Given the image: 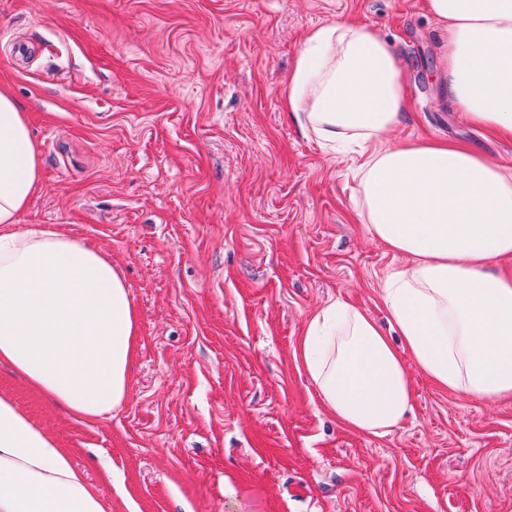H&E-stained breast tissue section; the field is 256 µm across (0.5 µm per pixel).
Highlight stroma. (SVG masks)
<instances>
[{
    "instance_id": "35a3bbf8",
    "label": "stroma",
    "mask_w": 512,
    "mask_h": 512,
    "mask_svg": "<svg viewBox=\"0 0 512 512\" xmlns=\"http://www.w3.org/2000/svg\"><path fill=\"white\" fill-rule=\"evenodd\" d=\"M356 22L390 45L411 110L391 141L443 139L512 165L448 100V30L426 0H0V85L27 114L40 185L19 227L101 250L138 318L122 406L86 423L0 367L107 512H512V398L409 366L391 433L337 423L297 359L334 301L379 325L408 260L357 218L352 158L281 92L303 38Z\"/></svg>"
}]
</instances>
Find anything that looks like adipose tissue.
I'll return each mask as SVG.
<instances>
[{"label":"adipose tissue","mask_w":512,"mask_h":512,"mask_svg":"<svg viewBox=\"0 0 512 512\" xmlns=\"http://www.w3.org/2000/svg\"><path fill=\"white\" fill-rule=\"evenodd\" d=\"M448 28V99L473 124L512 136V0H427ZM282 105L353 154L358 217L410 258L381 292L393 344L361 310L317 312L299 359L337 421L383 436L411 408L409 365L476 399L512 396V167L467 144L391 143L409 109L388 43L353 21L304 38ZM40 182L24 112L0 86V366L70 416L94 421L128 395L137 322L118 270L97 249L16 220ZM0 512H106L67 449L0 396Z\"/></svg>","instance_id":"obj_1"}]
</instances>
